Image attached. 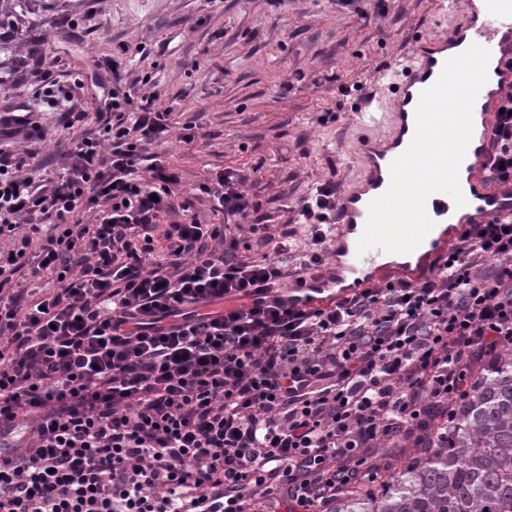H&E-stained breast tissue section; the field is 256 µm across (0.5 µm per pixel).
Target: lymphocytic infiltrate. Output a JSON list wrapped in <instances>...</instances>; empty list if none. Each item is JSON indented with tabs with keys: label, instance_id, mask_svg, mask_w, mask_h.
<instances>
[{
	"label": "lymphocytic infiltrate",
	"instance_id": "f902f5d3",
	"mask_svg": "<svg viewBox=\"0 0 512 512\" xmlns=\"http://www.w3.org/2000/svg\"><path fill=\"white\" fill-rule=\"evenodd\" d=\"M32 99L88 114L43 77ZM151 89L113 85L101 127L48 180L32 150L0 146V512H331L360 448H399L448 420L472 363L512 347V219L465 225L434 278L370 286L324 308L280 296L326 261L336 183L253 222L245 178L217 173L219 224L144 151L176 122ZM487 162L512 185V90ZM248 230L261 257L227 228ZM28 272L50 289L30 298Z\"/></svg>",
	"mask_w": 512,
	"mask_h": 512
}]
</instances>
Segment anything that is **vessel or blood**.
I'll return each instance as SVG.
<instances>
[{
    "instance_id": "1",
    "label": "vessel or blood",
    "mask_w": 512,
    "mask_h": 512,
    "mask_svg": "<svg viewBox=\"0 0 512 512\" xmlns=\"http://www.w3.org/2000/svg\"><path fill=\"white\" fill-rule=\"evenodd\" d=\"M445 14L455 22L448 32L421 37L413 42L407 58L384 73L376 82L372 96L376 106L362 113L363 124L385 123L387 136L364 138L360 142L365 162L359 176L336 196V265L306 278L298 288L300 304L327 305L347 277L357 283L367 281L382 285L399 275L411 282L424 279L432 257L449 243L453 221L468 224L492 218H512V193L490 185L485 179L484 163L494 136L496 112L503 94L512 89V67L505 63L512 56V0H493L487 10H480L475 0H445ZM477 44L487 48L499 60L500 81L496 89H481L487 102L480 115L481 130L473 134L466 152L469 161L465 191L466 203L456 206L448 194H432L426 202L428 216L438 217L423 242L408 261L387 262L386 252L378 248L359 252L358 242L368 218L369 203L383 194L390 184V165L409 146L415 131V109L421 93L439 78L450 50Z\"/></svg>"
}]
</instances>
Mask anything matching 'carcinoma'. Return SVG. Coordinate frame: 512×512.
<instances>
[{"mask_svg":"<svg viewBox=\"0 0 512 512\" xmlns=\"http://www.w3.org/2000/svg\"><path fill=\"white\" fill-rule=\"evenodd\" d=\"M435 442L380 490L357 488L332 512H512V352L482 360L480 376Z\"/></svg>","mask_w":512,"mask_h":512,"instance_id":"cac0c4a2","label":"carcinoma"}]
</instances>
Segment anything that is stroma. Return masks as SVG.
Wrapping results in <instances>:
<instances>
[{"label": "stroma", "instance_id": "1", "mask_svg": "<svg viewBox=\"0 0 512 512\" xmlns=\"http://www.w3.org/2000/svg\"><path fill=\"white\" fill-rule=\"evenodd\" d=\"M451 23L441 0H0V113H37L44 138L15 145L55 169L81 132L28 99L40 57L58 80H81L90 112L123 55L124 83L154 86L178 122L158 152L183 189L237 170L257 217L278 228L317 183L357 176V143L388 132L359 122L365 88Z\"/></svg>", "mask_w": 512, "mask_h": 512}]
</instances>
